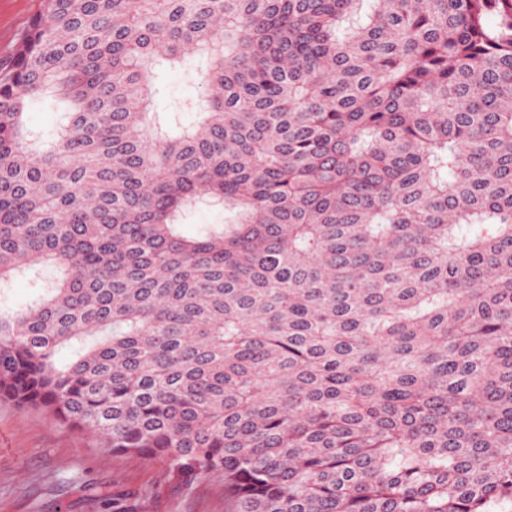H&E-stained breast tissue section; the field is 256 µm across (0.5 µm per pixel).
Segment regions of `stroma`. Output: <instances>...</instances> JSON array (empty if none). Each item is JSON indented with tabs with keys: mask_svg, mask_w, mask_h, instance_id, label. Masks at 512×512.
Returning a JSON list of instances; mask_svg holds the SVG:
<instances>
[{
	"mask_svg": "<svg viewBox=\"0 0 512 512\" xmlns=\"http://www.w3.org/2000/svg\"><path fill=\"white\" fill-rule=\"evenodd\" d=\"M41 0H0V59L10 57ZM158 111L193 121L188 69L159 71ZM0 512H224L221 478L189 479L158 460L116 454L46 411L0 401Z\"/></svg>",
	"mask_w": 512,
	"mask_h": 512,
	"instance_id": "obj_1",
	"label": "stroma"
}]
</instances>
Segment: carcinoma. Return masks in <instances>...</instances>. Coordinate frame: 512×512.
<instances>
[{"instance_id":"carcinoma-1","label":"carcinoma","mask_w":512,"mask_h":512,"mask_svg":"<svg viewBox=\"0 0 512 512\" xmlns=\"http://www.w3.org/2000/svg\"><path fill=\"white\" fill-rule=\"evenodd\" d=\"M37 99L69 109L43 147ZM26 273L0 401L218 476L224 512H512V0H43L0 60ZM197 80L193 71L179 66L163 67L159 70L160 93L155 98L158 112H169L173 118L175 112L180 113L181 122L188 124L195 119V114L180 112L184 103L198 97ZM221 216L219 212L209 206L200 205L184 221V231L188 234L193 233L199 225L216 224L220 222Z\"/></svg>"}]
</instances>
